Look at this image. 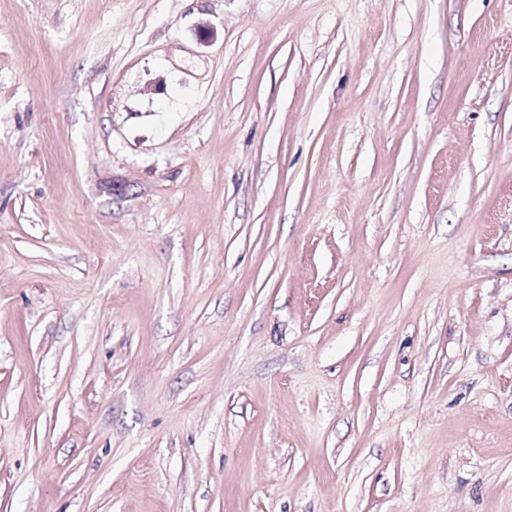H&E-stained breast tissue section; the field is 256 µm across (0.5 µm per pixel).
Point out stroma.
<instances>
[{"mask_svg":"<svg viewBox=\"0 0 512 512\" xmlns=\"http://www.w3.org/2000/svg\"><path fill=\"white\" fill-rule=\"evenodd\" d=\"M0 512H512V0H0Z\"/></svg>","mask_w":512,"mask_h":512,"instance_id":"1","label":"stroma"}]
</instances>
